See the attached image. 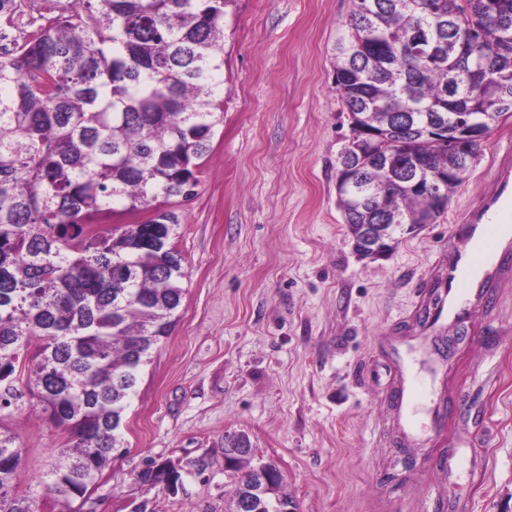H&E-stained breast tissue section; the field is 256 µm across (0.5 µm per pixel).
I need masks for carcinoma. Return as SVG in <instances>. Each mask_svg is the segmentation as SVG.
Returning a JSON list of instances; mask_svg holds the SVG:
<instances>
[{
  "mask_svg": "<svg viewBox=\"0 0 512 512\" xmlns=\"http://www.w3.org/2000/svg\"><path fill=\"white\" fill-rule=\"evenodd\" d=\"M68 2L0 45V413L29 396L65 428L46 490L59 512H79L181 305L171 200L194 197L224 123L236 0ZM335 50L350 126L339 156L360 165L336 190L343 221L355 242L363 224L395 242L406 224L436 223L482 155L436 129L490 130L512 115V0H351ZM22 454L0 428V512H38L18 492ZM249 464L230 469L236 501L253 487ZM270 468L267 497L288 498ZM170 476L150 465L139 480Z\"/></svg>",
  "mask_w": 512,
  "mask_h": 512,
  "instance_id": "1",
  "label": "carcinoma"
}]
</instances>
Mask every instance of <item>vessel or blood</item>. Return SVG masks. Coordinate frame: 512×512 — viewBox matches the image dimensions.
<instances>
[{
	"label": "vessel or blood",
	"mask_w": 512,
	"mask_h": 512,
	"mask_svg": "<svg viewBox=\"0 0 512 512\" xmlns=\"http://www.w3.org/2000/svg\"><path fill=\"white\" fill-rule=\"evenodd\" d=\"M469 237L464 249L445 268L446 299L441 315L461 317L480 300L483 289L507 273L504 258L512 251V171L501 170L497 186L469 217Z\"/></svg>",
	"instance_id": "b4317fda"
}]
</instances>
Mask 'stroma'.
<instances>
[{"instance_id": "35a3bbf8", "label": "stroma", "mask_w": 512, "mask_h": 512, "mask_svg": "<svg viewBox=\"0 0 512 512\" xmlns=\"http://www.w3.org/2000/svg\"><path fill=\"white\" fill-rule=\"evenodd\" d=\"M350 8L236 0L226 16L224 123L195 197L176 207L184 297L81 512H234L228 434L276 464L298 512H512V278L466 317L449 357L437 345L452 329L423 323L431 277L512 166V118L437 223L360 257L336 197L350 129L333 48ZM414 374L427 396L411 408ZM0 426L52 512L43 481L67 432L30 407ZM455 453L468 462L452 473ZM151 462L174 466V490L138 480Z\"/></svg>"}]
</instances>
